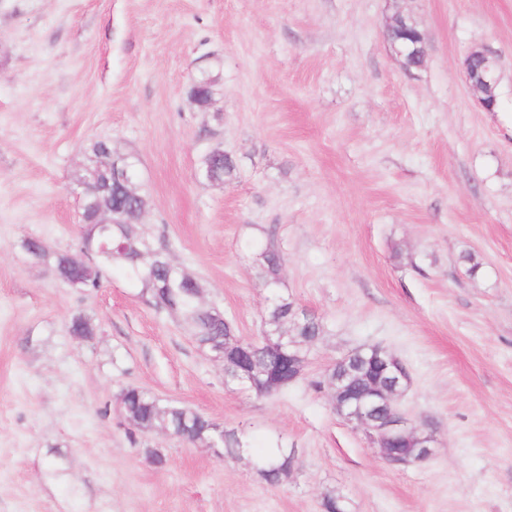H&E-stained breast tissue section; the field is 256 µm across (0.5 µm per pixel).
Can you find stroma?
<instances>
[{
  "mask_svg": "<svg viewBox=\"0 0 512 512\" xmlns=\"http://www.w3.org/2000/svg\"><path fill=\"white\" fill-rule=\"evenodd\" d=\"M398 14L421 68L385 36ZM475 48L498 60L491 112L465 78ZM96 140L137 159L146 233L242 338L271 298L257 247L280 249V294L324 326L296 383H225L139 284L86 294L28 256L30 237L78 249ZM216 148L237 164L222 183L198 174ZM369 344L408 365L400 405L432 459L388 465L313 390ZM128 385L296 465L271 486L252 452L131 433ZM330 490L346 512H512V0H0V512H322Z\"/></svg>",
  "mask_w": 512,
  "mask_h": 512,
  "instance_id": "1",
  "label": "stroma"
}]
</instances>
